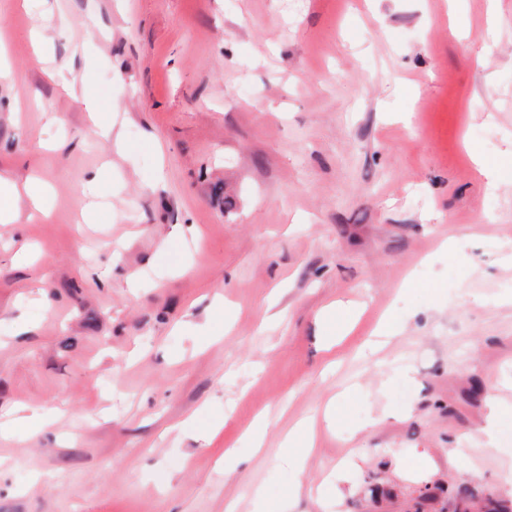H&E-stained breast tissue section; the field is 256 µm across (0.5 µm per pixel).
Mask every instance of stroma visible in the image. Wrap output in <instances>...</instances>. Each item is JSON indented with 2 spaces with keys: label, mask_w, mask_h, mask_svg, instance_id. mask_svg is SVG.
Here are the masks:
<instances>
[{
  "label": "stroma",
  "mask_w": 512,
  "mask_h": 512,
  "mask_svg": "<svg viewBox=\"0 0 512 512\" xmlns=\"http://www.w3.org/2000/svg\"><path fill=\"white\" fill-rule=\"evenodd\" d=\"M0 43V176L53 190L0 223V412H46L0 512L512 508V170L465 150L512 152V0H0ZM62 88L73 96L79 94L85 104L86 111L90 112L91 118H94V115H96L95 99L91 91L84 85L81 75L73 73L62 85ZM471 153L478 165L479 171L489 179L490 184H495L497 177L503 170L512 167V154L504 156L497 161L489 162L480 155L476 148L472 147Z\"/></svg>",
  "instance_id": "1"
}]
</instances>
